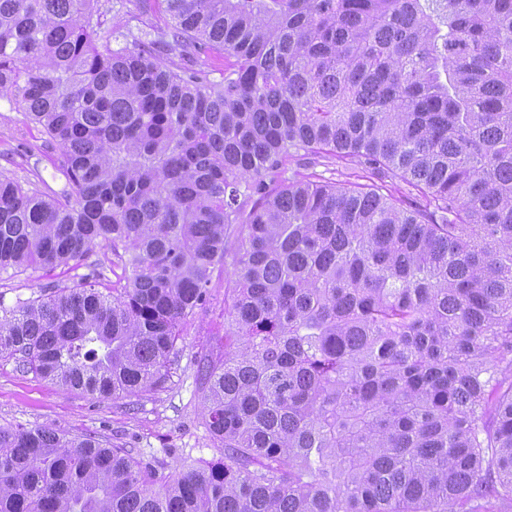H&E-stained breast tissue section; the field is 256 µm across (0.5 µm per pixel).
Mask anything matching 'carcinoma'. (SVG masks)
Masks as SVG:
<instances>
[{"label": "carcinoma", "instance_id": "carcinoma-1", "mask_svg": "<svg viewBox=\"0 0 512 512\" xmlns=\"http://www.w3.org/2000/svg\"><path fill=\"white\" fill-rule=\"evenodd\" d=\"M98 2L0 0V98L68 185L0 172V274L109 243L126 285L0 306V360L154 391L234 245L200 366L224 460L0 427V512H512V0H133L171 24L117 50ZM298 156L425 204L284 177Z\"/></svg>", "mask_w": 512, "mask_h": 512}]
</instances>
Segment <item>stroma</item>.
<instances>
[{
  "label": "stroma",
  "instance_id": "obj_1",
  "mask_svg": "<svg viewBox=\"0 0 512 512\" xmlns=\"http://www.w3.org/2000/svg\"><path fill=\"white\" fill-rule=\"evenodd\" d=\"M105 28L116 33L113 48L124 47V32L165 26L158 13L136 12L127 0H99ZM58 146L48 142L40 127L24 118L14 102L0 98V172L22 184H35L54 195L67 182L57 166ZM295 177L339 184L361 182L362 169L334 157L317 165L293 163ZM233 255H226L211 282L206 310L196 312L179 340L180 352L161 390L122 399H98L63 389L27 372L15 360L0 361V426H45L68 435L92 434L109 448L126 449L131 456L164 465L178 473L184 466L219 462L224 450L206 429L204 386L197 375L200 357L218 359L224 352V291L234 280ZM84 281L99 290L125 284L123 265L110 247L97 246L85 258L52 272L26 271L15 277L0 276V306L11 308L43 294L48 283L74 286Z\"/></svg>",
  "mask_w": 512,
  "mask_h": 512
}]
</instances>
